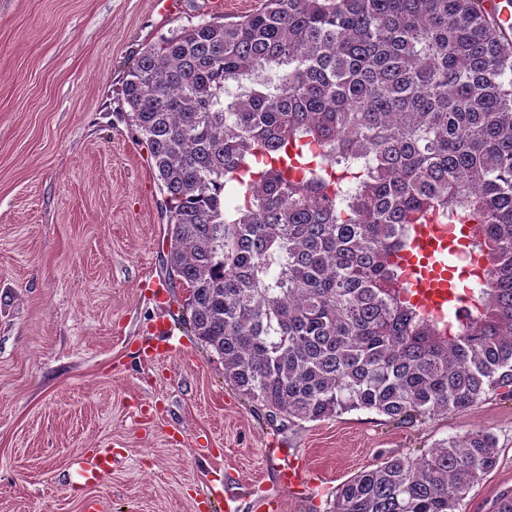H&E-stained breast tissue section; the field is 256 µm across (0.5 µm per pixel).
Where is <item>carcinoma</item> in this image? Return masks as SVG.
I'll use <instances>...</instances> for the list:
<instances>
[{"mask_svg": "<svg viewBox=\"0 0 512 512\" xmlns=\"http://www.w3.org/2000/svg\"><path fill=\"white\" fill-rule=\"evenodd\" d=\"M121 95L183 321L269 421L512 397V37L484 0H263L146 47ZM434 218L473 224L490 273L446 326L394 261ZM496 448L478 430L392 456L332 512H458Z\"/></svg>", "mask_w": 512, "mask_h": 512, "instance_id": "1", "label": "carcinoma"}]
</instances>
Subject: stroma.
Returning a JSON list of instances; mask_svg holds the SVG:
<instances>
[{
	"label": "stroma",
	"instance_id": "35a3bbf8",
	"mask_svg": "<svg viewBox=\"0 0 512 512\" xmlns=\"http://www.w3.org/2000/svg\"><path fill=\"white\" fill-rule=\"evenodd\" d=\"M262 0H0V512H331L337 489L390 456L491 432L498 461L459 506L512 493V398L397 425L368 411L290 427L224 380L181 325L163 196L147 145L117 117L138 54L171 30ZM165 323L171 345L152 356ZM111 452L86 481L82 458ZM305 459V485L283 457Z\"/></svg>",
	"mask_w": 512,
	"mask_h": 512
}]
</instances>
